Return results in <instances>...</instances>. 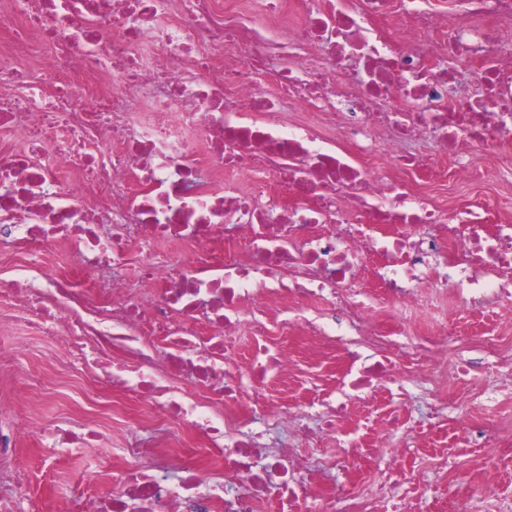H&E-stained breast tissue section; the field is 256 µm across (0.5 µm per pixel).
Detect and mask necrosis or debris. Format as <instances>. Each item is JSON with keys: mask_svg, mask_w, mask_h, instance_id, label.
I'll list each match as a JSON object with an SVG mask.
<instances>
[{"mask_svg": "<svg viewBox=\"0 0 512 512\" xmlns=\"http://www.w3.org/2000/svg\"><path fill=\"white\" fill-rule=\"evenodd\" d=\"M510 24L512 0H0V260L27 259L0 280V335L25 315L33 337H64L63 369L92 367L138 404L141 430L205 441L13 415L0 512H45L22 493L15 445L30 436L111 441L78 512H415L428 475L396 438L417 421L511 454L512 402L477 425L440 397L477 389L470 362L448 359V314L512 302ZM460 60L478 85L463 105L447 95ZM428 135L495 210L433 200L447 180L399 149ZM47 256L65 272L34 279ZM429 278L445 284L439 317L421 309ZM288 335L344 364L318 419L254 393L290 377ZM409 382L423 407L351 426L355 405ZM327 440L381 448L366 492L312 460ZM206 457L220 462L208 480Z\"/></svg>", "mask_w": 512, "mask_h": 512, "instance_id": "obj_1", "label": "necrosis or debris"}]
</instances>
